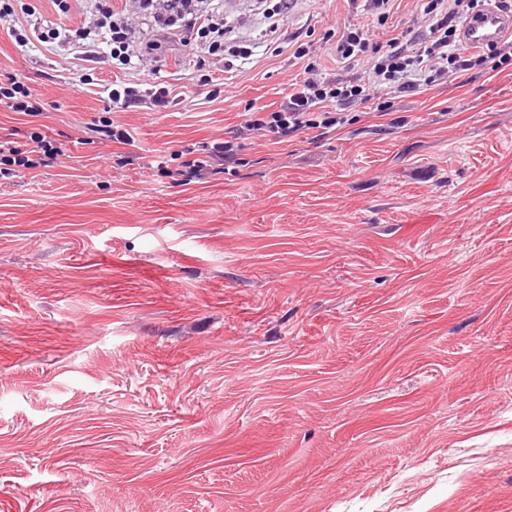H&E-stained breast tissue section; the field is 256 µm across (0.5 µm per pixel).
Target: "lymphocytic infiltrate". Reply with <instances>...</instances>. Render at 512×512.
<instances>
[{
	"mask_svg": "<svg viewBox=\"0 0 512 512\" xmlns=\"http://www.w3.org/2000/svg\"><path fill=\"white\" fill-rule=\"evenodd\" d=\"M139 14L157 30L185 43L203 46L208 54L249 59L252 51L243 42L227 38L224 17L210 8L208 0H137ZM479 0H421L423 29L413 52H406L398 38L378 41L370 25L348 23L335 45L341 73L332 75L308 65L303 75L287 88L279 109L267 112L247 106L244 131L258 134L273 144H283L306 135L316 139L335 132L347 122L346 107L363 105L385 93L404 97L439 85L447 77L464 80L470 71L484 68L502 72L512 68V41L497 40L482 46L466 45L460 22L476 16ZM100 24L96 31L48 30L46 40L66 45L84 42L87 48L107 43L112 59L130 65L147 59L153 45H138L132 19L99 4ZM177 96L163 83L142 80L118 83L109 93L110 109L145 107L162 111L175 105ZM238 144L216 140L206 144L200 157L168 169L177 183L188 185L222 173L236 160ZM60 149L40 132L25 141L0 137V162L35 168L56 158Z\"/></svg>",
	"mask_w": 512,
	"mask_h": 512,
	"instance_id": "lymphocytic-infiltrate-1",
	"label": "lymphocytic infiltrate"
}]
</instances>
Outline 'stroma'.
I'll return each mask as SVG.
<instances>
[{
	"instance_id": "obj_1",
	"label": "stroma",
	"mask_w": 512,
	"mask_h": 512,
	"mask_svg": "<svg viewBox=\"0 0 512 512\" xmlns=\"http://www.w3.org/2000/svg\"><path fill=\"white\" fill-rule=\"evenodd\" d=\"M23 24L90 19L30 0ZM253 54L225 72L139 24L171 109L116 112L107 45L0 28V136L62 153L0 178V512H512V73L472 70L286 144L241 140L187 186L159 157L328 72L347 0H217ZM132 164H118V156ZM0 104L28 116L40 115L39 103L28 87L10 74H0Z\"/></svg>"
}]
</instances>
